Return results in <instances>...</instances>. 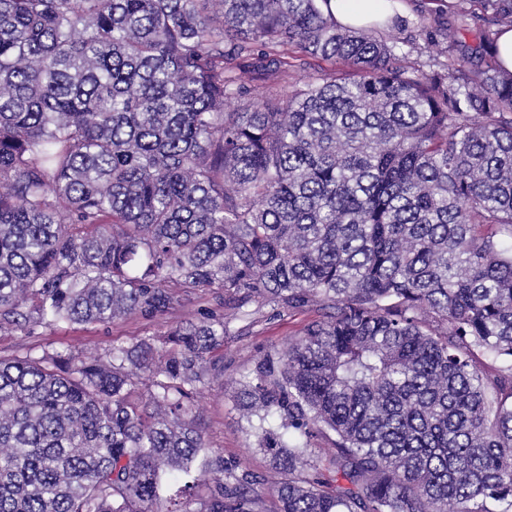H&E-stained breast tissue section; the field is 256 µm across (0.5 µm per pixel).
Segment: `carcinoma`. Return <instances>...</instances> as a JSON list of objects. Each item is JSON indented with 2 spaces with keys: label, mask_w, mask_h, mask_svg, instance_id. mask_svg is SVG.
Returning a JSON list of instances; mask_svg holds the SVG:
<instances>
[{
  "label": "carcinoma",
  "mask_w": 512,
  "mask_h": 512,
  "mask_svg": "<svg viewBox=\"0 0 512 512\" xmlns=\"http://www.w3.org/2000/svg\"><path fill=\"white\" fill-rule=\"evenodd\" d=\"M460 2L418 73L328 0H0V330L313 308L240 392L276 512H512V0ZM290 46L346 71L253 100ZM226 331L0 357V512H262L192 415Z\"/></svg>",
  "instance_id": "obj_1"
}]
</instances>
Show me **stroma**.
<instances>
[{"mask_svg": "<svg viewBox=\"0 0 512 512\" xmlns=\"http://www.w3.org/2000/svg\"><path fill=\"white\" fill-rule=\"evenodd\" d=\"M395 11L399 19L395 26L383 29V36L403 56L405 65L428 70L434 40L443 28L458 19L457 0H397ZM288 60V75L281 83L286 92L322 72L342 68L340 62L306 57L294 48L289 49ZM212 311L223 313V289H191L181 294L173 310L155 318L132 314L106 324L57 323L2 332L0 356L62 351L94 358L111 346H127L162 336L181 322ZM316 317V311L300 308L285 312L269 310L255 323L239 319L230 322L223 346L212 354L213 359L223 360L224 370L209 376L193 401V412L205 438L225 463H237L260 474L269 469V459L256 448L239 405V382L258 358L279 349L288 339L298 337Z\"/></svg>", "mask_w": 512, "mask_h": 512, "instance_id": "35a3bbf8", "label": "stroma"}]
</instances>
